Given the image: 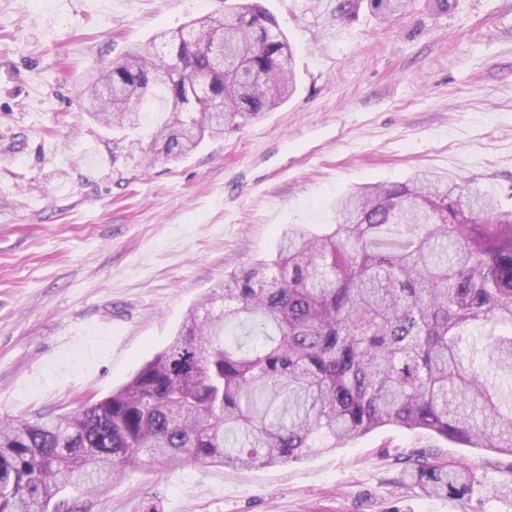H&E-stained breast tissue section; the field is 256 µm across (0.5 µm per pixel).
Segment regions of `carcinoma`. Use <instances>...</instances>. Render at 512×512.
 <instances>
[{"label":"carcinoma","mask_w":512,"mask_h":512,"mask_svg":"<svg viewBox=\"0 0 512 512\" xmlns=\"http://www.w3.org/2000/svg\"><path fill=\"white\" fill-rule=\"evenodd\" d=\"M367 2L387 22L414 0ZM274 26L255 0L226 2L224 18L191 21L192 42L161 33L164 50L128 53L79 95L118 126L161 98L151 145L176 159L293 95ZM221 56L241 68H214ZM109 83L121 87L110 97ZM239 326L250 343L229 338ZM384 426L512 456V210L425 172L344 192L322 233L283 232L275 258L230 274L108 397L0 419V512H72L62 491H97L148 461L264 469ZM398 463L429 497L481 486L463 458L418 449Z\"/></svg>","instance_id":"carcinoma-1"}]
</instances>
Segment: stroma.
I'll use <instances>...</instances> for the list:
<instances>
[{"mask_svg": "<svg viewBox=\"0 0 512 512\" xmlns=\"http://www.w3.org/2000/svg\"><path fill=\"white\" fill-rule=\"evenodd\" d=\"M287 35L295 95L257 122L150 161L147 125L79 104L89 74L224 0H0V419L100 400L163 351L224 278L321 232L354 185L421 170L512 209V0H415L392 22L338 0H259ZM431 448L482 481L466 500L405 485ZM78 512H512V457L386 426L253 471L153 465Z\"/></svg>", "mask_w": 512, "mask_h": 512, "instance_id": "1", "label": "stroma"}]
</instances>
